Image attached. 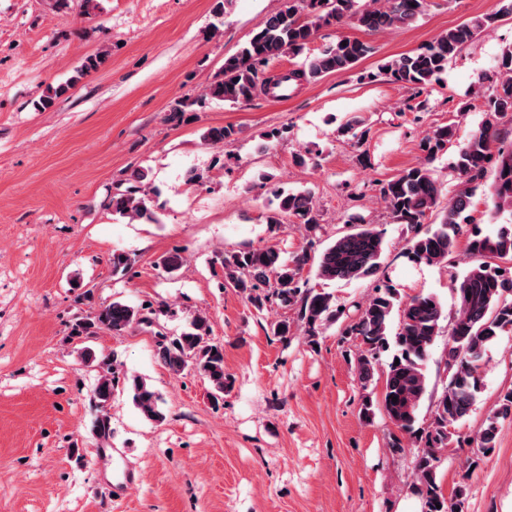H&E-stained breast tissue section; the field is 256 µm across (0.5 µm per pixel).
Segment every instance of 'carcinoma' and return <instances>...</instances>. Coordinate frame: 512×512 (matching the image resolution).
<instances>
[{
  "label": "carcinoma",
  "mask_w": 512,
  "mask_h": 512,
  "mask_svg": "<svg viewBox=\"0 0 512 512\" xmlns=\"http://www.w3.org/2000/svg\"><path fill=\"white\" fill-rule=\"evenodd\" d=\"M426 7L427 0H366L361 6L357 0H281L280 7L257 25L250 39L236 53L224 58L204 97L243 104L269 88L285 92L289 83L301 78L317 81L330 73L352 70L372 47L357 38L341 36L311 54L309 45L321 29L343 25L366 31L400 28L423 14ZM509 15L512 0H498L495 11L467 20L427 46L384 63L380 71L403 87L425 89L439 82L449 61L480 31ZM287 54L306 55L302 68L282 76L267 71L272 61ZM101 63L99 55L87 58L77 75L64 84L49 87L36 106L43 110L52 107ZM496 69L499 78L485 96L488 119L460 147L453 162L460 180L453 196L442 199L431 167L452 142L454 130L450 125L435 129L422 142L425 161L379 183V195L390 217L394 223L406 226L404 256L409 261L429 266L446 263L462 237L465 251L473 259V264L451 282L455 310L448 330V361L452 362V369L426 427L418 430L415 424L427 391L426 361L436 338L442 334L441 322L448 315L441 301L424 293L405 299L390 281H381L368 299L356 306V319L346 327V333L360 338L363 346L355 359L362 384L371 380L381 357L387 356L381 402L376 404L370 395H363L359 415L369 421L380 406L399 431L414 438V446L419 448L414 489L423 500L424 512H462L466 488L459 485L452 495L444 493L438 473L441 452L451 442L452 429L470 414L481 392L488 346L503 334L512 333V275L497 264L499 260L512 261V225L485 234L473 225L469 214L471 184L491 172L493 180L487 191L490 214L494 219L505 213L512 216V135L504 132L499 123L502 118L512 117L511 45L501 52ZM236 134L232 126L214 127L203 134V139L218 146ZM150 181L149 170L137 171L131 185L112 194V212L132 220L155 221L146 192ZM431 215L436 216L438 223L423 228ZM266 223L302 224L307 232H317L319 210L314 195L309 191H278L277 205L266 216ZM383 253V232L369 224L357 225L337 237L316 260L305 249L288 260L271 246H245L224 252L220 259L221 287L243 294L258 309L276 302L292 311L296 320L287 317L278 321L271 329L272 334L288 337L297 321L304 325L305 334L313 342L323 329L336 323L343 311L332 294L306 287L299 278L300 270L314 260L319 279L350 282L376 275ZM111 263L114 274L124 275L132 269V259L123 251L112 252ZM395 312L399 314V324L392 334L390 325ZM144 321L141 310L114 301L94 315L78 320L73 331L77 336H93L103 329L120 333ZM210 335L207 317L196 315L188 330L163 337L158 355L174 375L194 371L206 378L211 385L210 396L217 401L224 398L229 382L224 373V349L212 343ZM102 365L105 369L93 390V398L103 414L94 421L93 431L97 437L106 439L110 435V419L104 410L112 400L114 371L111 363L104 360ZM131 390L133 403L147 419H163L160 396L145 380L133 377ZM507 418H512V387L500 394L497 408L469 444L483 456L491 453L497 445L500 420Z\"/></svg>",
  "instance_id": "obj_1"
}]
</instances>
